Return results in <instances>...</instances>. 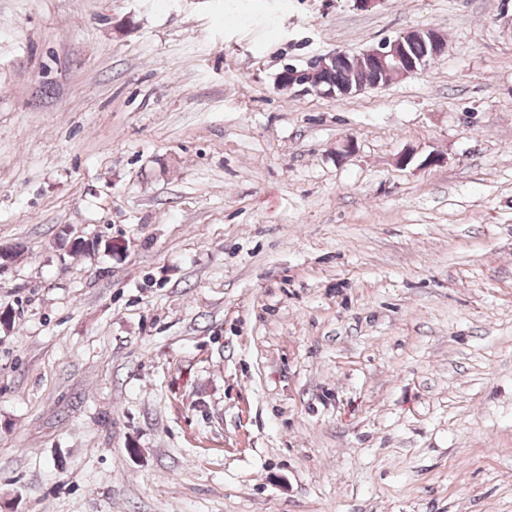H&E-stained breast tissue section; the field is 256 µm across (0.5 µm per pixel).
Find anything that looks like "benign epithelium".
Instances as JSON below:
<instances>
[{"instance_id": "7a95c632", "label": "benign epithelium", "mask_w": 512, "mask_h": 512, "mask_svg": "<svg viewBox=\"0 0 512 512\" xmlns=\"http://www.w3.org/2000/svg\"><path fill=\"white\" fill-rule=\"evenodd\" d=\"M412 40L424 43L433 58L441 56L448 48V41L442 33L430 28H417L364 51L355 56V61H364L373 66L381 76L391 71L402 77L415 75L420 71V67L424 66V62L423 59H415L408 54L406 43ZM326 61L325 57L319 58L314 62V66L302 72L294 68L284 70L277 80L278 89L288 90L297 86L305 92H322L333 96L338 93L348 96L367 89V84L360 81L354 85H341L336 89L322 87L317 75L326 68Z\"/></svg>"}]
</instances>
